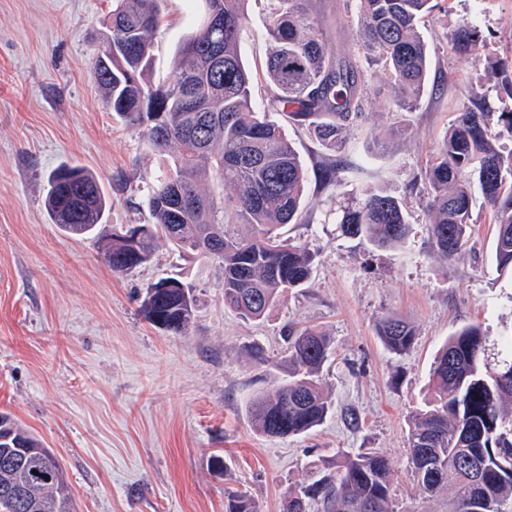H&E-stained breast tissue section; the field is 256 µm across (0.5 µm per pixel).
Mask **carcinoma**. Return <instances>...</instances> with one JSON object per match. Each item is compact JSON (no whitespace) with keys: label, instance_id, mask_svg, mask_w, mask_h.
Listing matches in <instances>:
<instances>
[{"label":"carcinoma","instance_id":"obj_1","mask_svg":"<svg viewBox=\"0 0 512 512\" xmlns=\"http://www.w3.org/2000/svg\"><path fill=\"white\" fill-rule=\"evenodd\" d=\"M249 0H205V18L178 48L175 79L156 86L147 79L161 0H113L106 40L112 58L91 72L105 105L139 130L159 155L162 171L144 190L154 219L137 245L128 233L96 240L112 272L127 273L148 262L164 242L178 254H198L224 267V308L248 321L263 319L288 292L313 274L306 247L281 238L279 229L298 221L307 171L285 129L251 105L252 74L239 43ZM267 34L274 42L265 70L273 92L270 106L304 127L325 149L345 152L347 130L365 110L367 71L328 52L306 0H267ZM359 47L369 65L410 109L424 87L429 51L420 23L438 0H352ZM483 42L470 21L455 29L453 49L468 55ZM485 77L497 103L474 93L437 144L425 170L428 231L437 251L455 257L468 243L472 224L471 184L477 183L497 224L496 272L512 279V55L489 58ZM230 185L235 194L208 193L205 184ZM47 210L53 223L87 238L101 223L107 202L96 177L63 165L48 178ZM336 230L376 247L400 244L410 227L399 198L365 190L341 206ZM172 288L150 286L141 308L153 325L186 334L196 299L174 278ZM378 335L393 354L408 351L414 332L401 318L380 322ZM330 337L316 327L293 329L281 363L288 378L248 403L253 431L270 438L304 434L323 423L331 402L322 382ZM431 397L411 416L408 448L422 496L452 491L447 512L465 499L478 512H512V351L478 324L448 337L435 357ZM333 470L291 494L283 512H394L393 474L377 452L336 457ZM0 512H76L54 452L10 416L0 415ZM224 512H257L248 494L232 492Z\"/></svg>","mask_w":512,"mask_h":512}]
</instances>
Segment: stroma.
<instances>
[{"instance_id": "1", "label": "stroma", "mask_w": 512, "mask_h": 512, "mask_svg": "<svg viewBox=\"0 0 512 512\" xmlns=\"http://www.w3.org/2000/svg\"><path fill=\"white\" fill-rule=\"evenodd\" d=\"M328 50L357 54L348 0H310ZM112 0H0V413L39 436L65 466L77 512H224L228 493H247L258 512H281L289 493L338 453L384 454L395 512H446L447 498L416 488L407 435L444 342L476 323L490 338L512 334V280L495 272L496 226L473 194L466 248L443 258L428 232L421 181L460 101L479 89L488 55L512 32V0H441L420 31L430 65L413 111L396 110L391 83L372 76L352 151L334 155L285 123L308 175L302 220L281 233L315 255L308 288L290 293L259 321L224 308L218 260L179 258L158 247L150 262L113 273L96 238L62 232L45 204L58 166L89 169L108 208L96 237L152 223L143 190L163 165L146 138L108 110L89 71ZM203 0H164L151 78L174 79V55L200 23ZM487 44L453 53L460 20ZM266 2L251 0L240 44L253 74L256 111L269 108L271 43ZM339 162L340 184L322 171ZM397 196L411 225L404 244L378 248L339 236L336 210L365 189ZM177 275L197 298L188 334L152 325L141 311L150 284ZM397 315L415 331L402 355L378 325ZM317 325L331 339L326 389L332 411L312 431L265 438L247 405L286 377L279 361L289 328ZM264 348L265 362L251 353ZM223 455L224 470L210 466Z\"/></svg>"}]
</instances>
